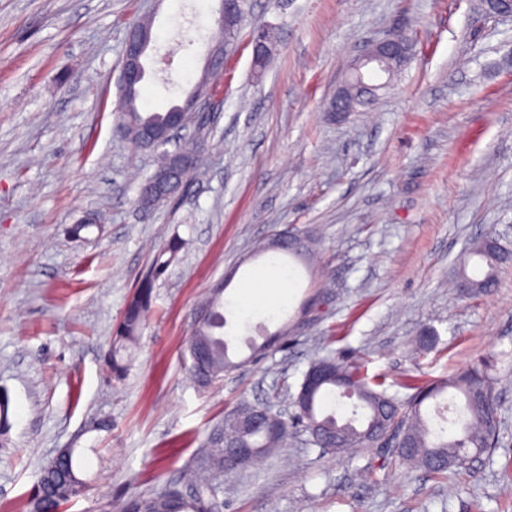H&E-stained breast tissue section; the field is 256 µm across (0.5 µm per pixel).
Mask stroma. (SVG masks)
<instances>
[{
    "mask_svg": "<svg viewBox=\"0 0 512 512\" xmlns=\"http://www.w3.org/2000/svg\"><path fill=\"white\" fill-rule=\"evenodd\" d=\"M218 0H0V512L57 449H78L91 489L68 512H114L193 467L210 428L241 402L281 408L314 358L360 360L390 393L497 358L496 448L452 479L399 465L393 447L286 448L222 485V512H512V265L496 288H450L468 242L512 249V18L479 0H250L235 52L214 77L198 132L205 175L153 210L136 204L152 153L118 125L129 21L153 17L139 105L181 103L220 39ZM275 29L255 72L249 36ZM402 28L412 56L370 105L331 116L360 42ZM101 226L75 238L71 224ZM291 228L315 242L306 268L260 244ZM183 249L157 280L123 381L104 356L158 248ZM286 290L244 313L246 289ZM239 368L208 388L184 346L218 280ZM288 329L252 357L256 326ZM426 328L432 344L410 342Z\"/></svg>",
    "mask_w": 512,
    "mask_h": 512,
    "instance_id": "stroma-1",
    "label": "stroma"
}]
</instances>
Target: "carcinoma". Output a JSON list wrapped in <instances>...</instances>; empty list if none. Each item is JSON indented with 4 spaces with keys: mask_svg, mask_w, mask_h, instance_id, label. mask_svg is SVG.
<instances>
[{
    "mask_svg": "<svg viewBox=\"0 0 512 512\" xmlns=\"http://www.w3.org/2000/svg\"><path fill=\"white\" fill-rule=\"evenodd\" d=\"M139 91L126 98L119 121L127 138L134 140L130 125L146 127L166 121L167 113H146L139 109ZM183 247L181 238H170L157 251L153 270L137 283L124 315L113 332L105 354L106 365L113 378L121 379L128 369L129 353L138 343L146 314L150 309L155 283L160 274L176 258ZM512 263V252L502 248L495 239L485 237L471 244L457 259L455 282L469 288H491L501 267ZM224 283L212 288L200 305L208 311L205 322L195 325L185 344L190 360V373L200 387L221 379L224 373L240 366L228 353V344L219 331L224 329ZM327 365L329 376L315 391L305 392L304 384L291 398L299 412L295 421L279 420L272 406L243 402L237 408L242 417L262 414L267 424L245 431L227 429L223 438L209 433L199 450L204 465L191 476L193 495L185 498L171 485L158 494H134L118 500L117 512H216L215 494L224 479L239 474L244 467L232 462V449L240 444L250 449L249 465L273 455L288 442L291 429L306 428L311 445L323 453L340 455L347 448L368 445L373 436L399 430L415 448L412 454H396L398 462L409 468L423 469L434 476L467 468L477 456L495 445L500 409L496 396V379L492 374L493 359L483 358L464 371L447 379L413 386L414 393L406 399L388 393L385 382L370 379L355 361H338L330 355L313 360L308 369ZM349 393L361 410L362 420L338 421L335 413L322 409L323 401ZM454 417H448V414ZM83 462L75 448L51 459L42 469L36 486L28 494L27 512H60L69 503L84 496L89 484L82 478Z\"/></svg>",
    "mask_w": 512,
    "mask_h": 512,
    "instance_id": "cac0c4a2",
    "label": "carcinoma"
}]
</instances>
